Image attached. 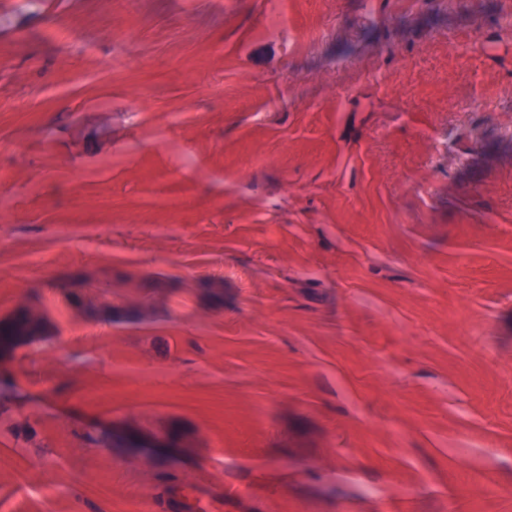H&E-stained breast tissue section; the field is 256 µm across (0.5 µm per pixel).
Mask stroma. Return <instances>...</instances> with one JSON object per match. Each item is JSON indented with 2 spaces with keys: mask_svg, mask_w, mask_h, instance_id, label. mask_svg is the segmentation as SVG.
I'll return each mask as SVG.
<instances>
[{
  "mask_svg": "<svg viewBox=\"0 0 512 512\" xmlns=\"http://www.w3.org/2000/svg\"><path fill=\"white\" fill-rule=\"evenodd\" d=\"M282 9L0 0V512H512V0ZM62 288L65 289L67 293L74 290V288H85V304L82 306L83 308L89 310V307L91 305L94 306H105L110 308L109 310H105L102 312V315L108 316L112 318V309L119 308L123 311V313H127L128 311H136L140 315H145L147 312V309L144 307L134 306L129 302H119L114 303L112 301V294L111 293H98L94 289H91L92 287L89 285H74V280L70 281L69 283L65 284ZM112 308V309H111ZM49 329L46 315L35 321L24 311H18L0 322V345L29 344L46 337Z\"/></svg>",
  "mask_w": 512,
  "mask_h": 512,
  "instance_id": "1",
  "label": "stroma"
}]
</instances>
